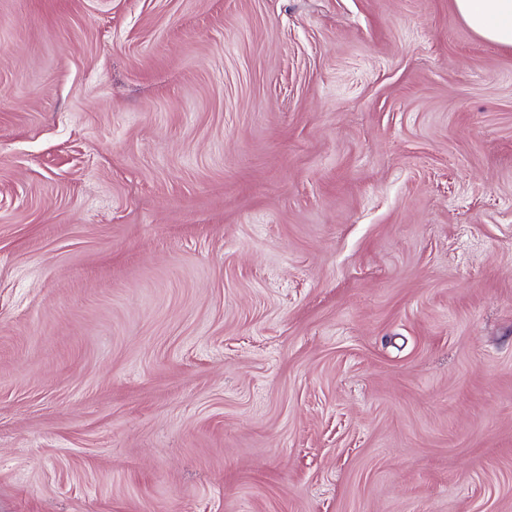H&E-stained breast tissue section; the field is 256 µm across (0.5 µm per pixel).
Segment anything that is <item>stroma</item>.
<instances>
[{"label": "stroma", "instance_id": "1", "mask_svg": "<svg viewBox=\"0 0 512 512\" xmlns=\"http://www.w3.org/2000/svg\"><path fill=\"white\" fill-rule=\"evenodd\" d=\"M0 512H512V49L0 0Z\"/></svg>", "mask_w": 512, "mask_h": 512}]
</instances>
